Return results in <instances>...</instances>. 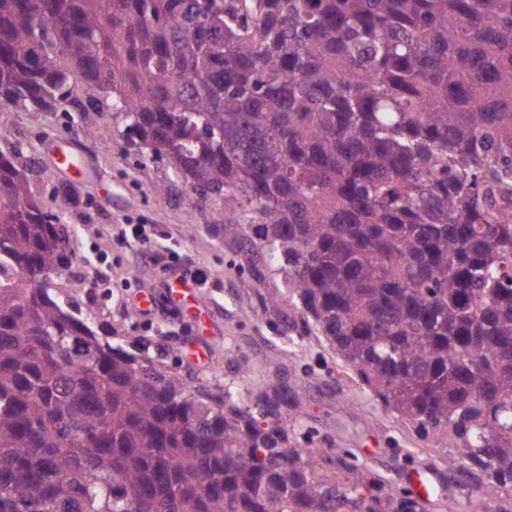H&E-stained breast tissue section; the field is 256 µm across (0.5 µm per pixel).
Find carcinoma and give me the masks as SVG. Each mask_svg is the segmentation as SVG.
<instances>
[{
	"label": "carcinoma",
	"mask_w": 512,
	"mask_h": 512,
	"mask_svg": "<svg viewBox=\"0 0 512 512\" xmlns=\"http://www.w3.org/2000/svg\"><path fill=\"white\" fill-rule=\"evenodd\" d=\"M0 105L110 112L224 201L370 398L512 512V0H0ZM0 156V512H427L248 397L104 342Z\"/></svg>",
	"instance_id": "obj_1"
}]
</instances>
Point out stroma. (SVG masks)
Instances as JSON below:
<instances>
[{
  "label": "stroma",
  "instance_id": "obj_1",
  "mask_svg": "<svg viewBox=\"0 0 512 512\" xmlns=\"http://www.w3.org/2000/svg\"><path fill=\"white\" fill-rule=\"evenodd\" d=\"M86 125L93 136L83 134ZM121 128L107 112L70 122L56 112L0 106V153L32 168L34 197L49 211H64L78 230L81 252L89 259L105 253L112 262L111 289L99 288L88 260L57 280L52 295L93 310L99 336L112 344L146 337L156 363L194 382L230 380L244 393L262 388L275 373L302 382L303 427L328 452L353 453L360 466L399 491L408 490L416 470L434 469L442 492L433 497L431 512L448 502L456 512H478L479 491L448 465L443 449L419 442L393 413L375 405L325 340L298 337L287 308L267 307L279 282L239 229L225 223L223 201L206 202L189 216L183 205L188 185L166 160L135 154ZM70 152L79 159L72 174L54 163L55 154ZM66 185L76 189L77 205L64 207L57 199ZM160 185L168 188L162 200L155 195ZM140 220L153 225V243L119 244L114 230ZM174 265L202 279L195 299L177 307L165 287ZM76 279L82 288H73ZM143 292L158 303L147 315L137 307Z\"/></svg>",
  "mask_w": 512,
  "mask_h": 512
}]
</instances>
